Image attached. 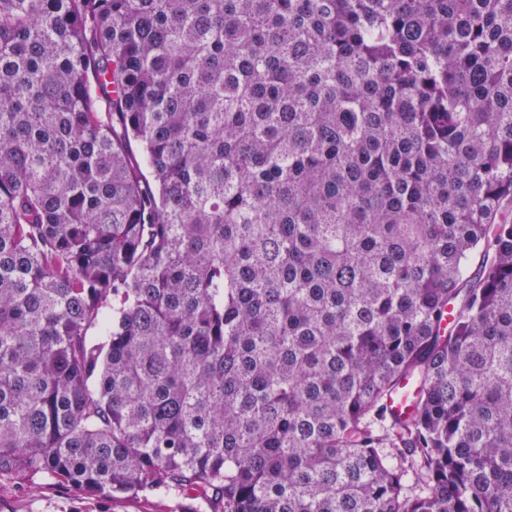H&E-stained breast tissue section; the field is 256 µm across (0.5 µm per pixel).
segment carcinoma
<instances>
[{
    "label": "carcinoma",
    "instance_id": "obj_1",
    "mask_svg": "<svg viewBox=\"0 0 512 512\" xmlns=\"http://www.w3.org/2000/svg\"><path fill=\"white\" fill-rule=\"evenodd\" d=\"M511 207L512 0H0V477L512 512Z\"/></svg>",
    "mask_w": 512,
    "mask_h": 512
}]
</instances>
